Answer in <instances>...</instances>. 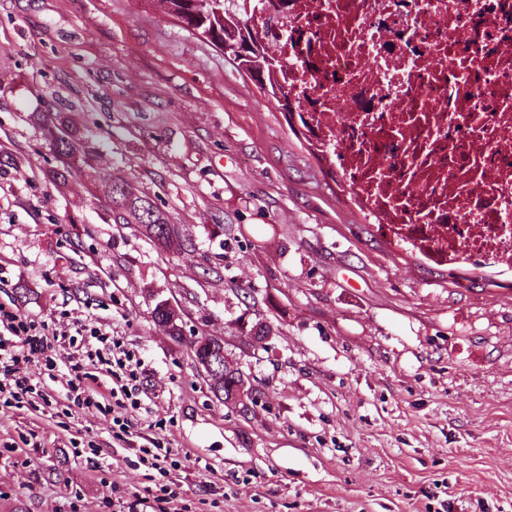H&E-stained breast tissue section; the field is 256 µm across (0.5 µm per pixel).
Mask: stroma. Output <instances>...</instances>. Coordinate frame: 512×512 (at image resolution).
Instances as JSON below:
<instances>
[{"label":"stroma","instance_id":"1","mask_svg":"<svg viewBox=\"0 0 512 512\" xmlns=\"http://www.w3.org/2000/svg\"><path fill=\"white\" fill-rule=\"evenodd\" d=\"M70 108L94 161L60 190L32 115ZM0 152V307L141 353L130 431L179 462L167 512H512V279L381 236L223 52L140 0H0ZM116 182L194 251L115 223ZM202 336L256 388L250 413L211 393ZM111 427L94 408L0 411V512H152ZM89 441L100 468L71 452Z\"/></svg>","mask_w":512,"mask_h":512}]
</instances>
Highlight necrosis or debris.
Here are the masks:
<instances>
[{"label": "necrosis or debris", "instance_id": "necrosis-or-debris-1", "mask_svg": "<svg viewBox=\"0 0 512 512\" xmlns=\"http://www.w3.org/2000/svg\"><path fill=\"white\" fill-rule=\"evenodd\" d=\"M305 132L383 236L512 274V0H240Z\"/></svg>", "mask_w": 512, "mask_h": 512}]
</instances>
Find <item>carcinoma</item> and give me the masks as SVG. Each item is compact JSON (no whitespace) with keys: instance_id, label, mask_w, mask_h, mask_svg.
<instances>
[{"instance_id":"obj_1","label":"carcinoma","mask_w":512,"mask_h":512,"mask_svg":"<svg viewBox=\"0 0 512 512\" xmlns=\"http://www.w3.org/2000/svg\"><path fill=\"white\" fill-rule=\"evenodd\" d=\"M163 15L177 19L182 28L199 36L210 45L234 55L233 63L240 72L255 71L256 83L267 91L269 100L279 110L288 108V93L275 81L279 60L268 55L262 44L247 40L252 34L250 20L242 19L238 0H148ZM47 145L55 154L60 167L53 170L52 180L61 188L66 185L72 168L77 164L92 167L88 153L80 151L82 134L74 114L43 112L36 118ZM112 214L117 224H134L156 246L167 251H186L192 246L178 226H168V215L147 196L127 185L112 190ZM167 300L154 302L152 318L167 324L171 336H182L181 318L168 320Z\"/></svg>"}]
</instances>
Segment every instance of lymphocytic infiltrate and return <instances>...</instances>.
<instances>
[{
    "instance_id": "1",
    "label": "lymphocytic infiltrate",
    "mask_w": 512,
    "mask_h": 512,
    "mask_svg": "<svg viewBox=\"0 0 512 512\" xmlns=\"http://www.w3.org/2000/svg\"><path fill=\"white\" fill-rule=\"evenodd\" d=\"M79 342L84 343L85 349L67 367L66 407L75 410L93 406L111 414L113 439L128 441V416L141 408L138 391L144 360L123 340L95 327L79 339L64 332L51 338L45 325L0 308V406L20 410L36 405L44 396L43 386L24 372V365L37 362L45 372H54L55 345L72 347ZM102 376L112 381L105 394L93 387Z\"/></svg>"
}]
</instances>
